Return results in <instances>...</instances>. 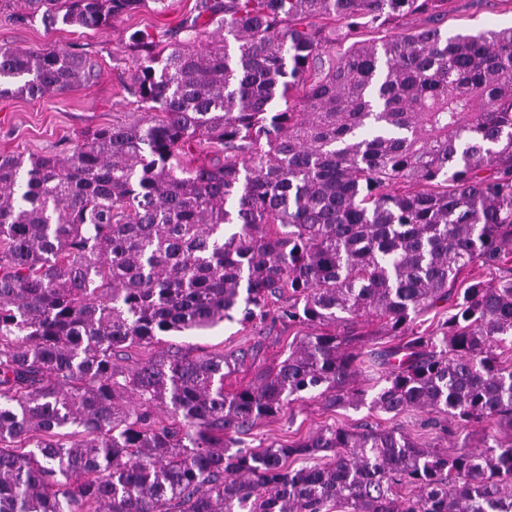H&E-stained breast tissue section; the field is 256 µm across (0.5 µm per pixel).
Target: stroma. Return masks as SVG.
Masks as SVG:
<instances>
[{
	"label": "stroma",
	"instance_id": "stroma-1",
	"mask_svg": "<svg viewBox=\"0 0 512 512\" xmlns=\"http://www.w3.org/2000/svg\"><path fill=\"white\" fill-rule=\"evenodd\" d=\"M195 0H169L166 10L143 9L137 15L113 20L111 26L92 30L78 26H46L29 17L17 0L0 8V46L43 52L70 45L96 63L98 76L89 85L38 100L0 96V155L53 154L65 156L84 132L115 120L136 119L140 111L124 90L134 64L124 50L130 34L145 30L166 39L193 12ZM442 32L474 33L512 27V0H449L448 14L439 23ZM308 330L277 321L258 326L224 322L206 331L175 333L164 344L192 348L194 353L248 352L246 364L224 380L233 391L256 380L264 370L285 359ZM426 413L412 411L399 417L370 412L368 407H327L324 400L304 399L284 406L276 416L258 421L245 437L251 447L291 445L323 427L352 429L370 423L380 429L396 428L422 445L450 446L469 451L493 444L504 430L489 423L449 424L441 431L427 424Z\"/></svg>",
	"mask_w": 512,
	"mask_h": 512
}]
</instances>
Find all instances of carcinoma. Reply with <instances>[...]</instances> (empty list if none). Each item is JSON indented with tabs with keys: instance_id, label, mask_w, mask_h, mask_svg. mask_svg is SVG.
Instances as JSON below:
<instances>
[{
	"instance_id": "obj_1",
	"label": "carcinoma",
	"mask_w": 512,
	"mask_h": 512,
	"mask_svg": "<svg viewBox=\"0 0 512 512\" xmlns=\"http://www.w3.org/2000/svg\"><path fill=\"white\" fill-rule=\"evenodd\" d=\"M19 2L83 28L168 7ZM417 12L448 0H196L183 37L129 36L139 118L0 156V512H512V28L393 27ZM95 77L68 46H0V96ZM477 262L496 276L454 288ZM367 315L392 338L369 402ZM235 317L318 331L232 392L243 353L132 361ZM313 394L509 438L450 452L365 423L239 447Z\"/></svg>"
}]
</instances>
